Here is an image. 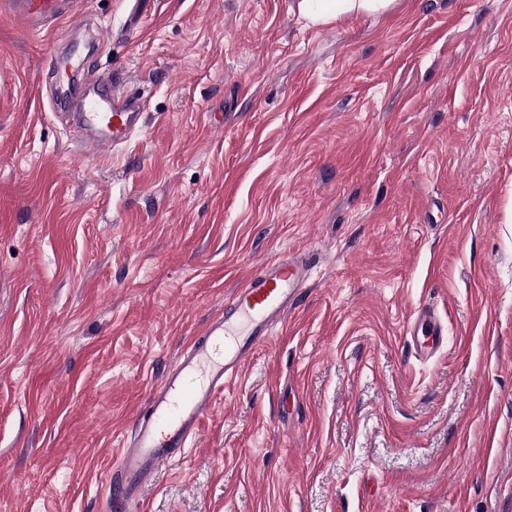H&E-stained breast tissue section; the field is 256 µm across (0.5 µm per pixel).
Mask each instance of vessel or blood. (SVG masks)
<instances>
[{
  "instance_id": "vessel-or-blood-1",
  "label": "vessel or blood",
  "mask_w": 512,
  "mask_h": 512,
  "mask_svg": "<svg viewBox=\"0 0 512 512\" xmlns=\"http://www.w3.org/2000/svg\"><path fill=\"white\" fill-rule=\"evenodd\" d=\"M67 0H11L13 11L27 25L61 16ZM55 75L71 86L83 76L80 59L57 61ZM146 101L113 76L92 82L82 96L72 129L90 156L124 146L140 126ZM301 259L267 263L249 277L229 302V311L209 319L200 336L184 347L175 363L148 397L145 414L136 418L120 442L118 465L105 476L112 489V508L123 512L138 499L166 466L174 464L198 435L205 415L225 384L236 379L258 347L285 323L308 278ZM417 356L427 357L443 345L444 327L434 312L421 310L406 328Z\"/></svg>"
}]
</instances>
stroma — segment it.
Segmentation results:
<instances>
[{"instance_id": "35a3bbf8", "label": "stroma", "mask_w": 512, "mask_h": 512, "mask_svg": "<svg viewBox=\"0 0 512 512\" xmlns=\"http://www.w3.org/2000/svg\"><path fill=\"white\" fill-rule=\"evenodd\" d=\"M0 0V512H108L118 444L244 280L312 265L285 327L127 512H512V0ZM145 92L85 158L49 49ZM432 305L444 345L415 358ZM68 1L75 0H11V4L17 17L40 28L43 22L61 16ZM299 17L310 25H323L343 17L384 14L393 10L397 0H294Z\"/></svg>"}]
</instances>
